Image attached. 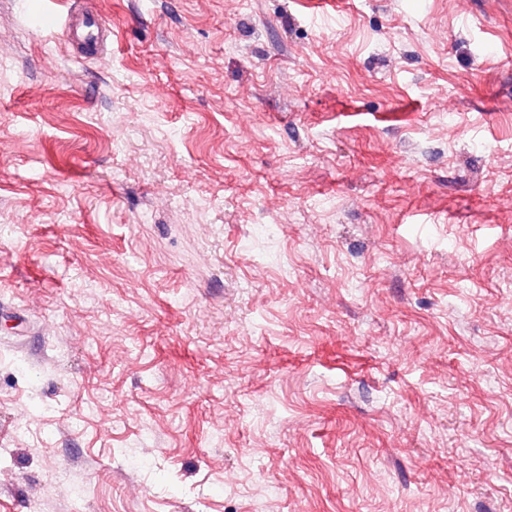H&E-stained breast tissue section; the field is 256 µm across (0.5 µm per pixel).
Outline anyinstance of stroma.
Returning a JSON list of instances; mask_svg holds the SVG:
<instances>
[{"instance_id": "obj_1", "label": "stroma", "mask_w": 512, "mask_h": 512, "mask_svg": "<svg viewBox=\"0 0 512 512\" xmlns=\"http://www.w3.org/2000/svg\"><path fill=\"white\" fill-rule=\"evenodd\" d=\"M0 0V512H512V0ZM30 1H18V5L23 11H31L36 24L44 29H61L63 35L66 29V19L68 14L63 17L59 15L50 4H43L38 11H33L30 7ZM111 33L109 23L100 14L91 19H70L66 30L68 39L71 36L74 40L91 43L95 46H102Z\"/></svg>"}]
</instances>
